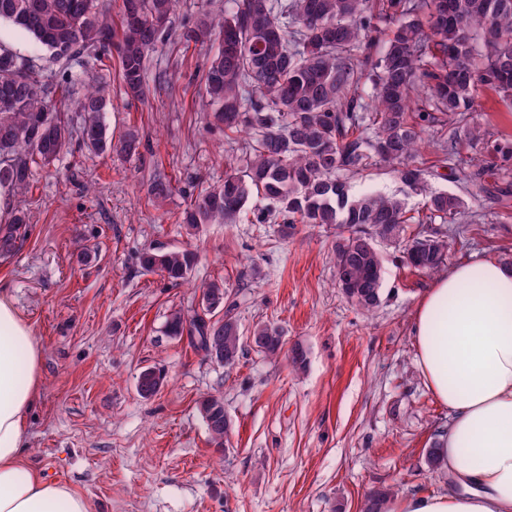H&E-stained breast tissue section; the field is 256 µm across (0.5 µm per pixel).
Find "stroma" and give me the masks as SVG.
Segmentation results:
<instances>
[{"label": "stroma", "mask_w": 512, "mask_h": 512, "mask_svg": "<svg viewBox=\"0 0 512 512\" xmlns=\"http://www.w3.org/2000/svg\"><path fill=\"white\" fill-rule=\"evenodd\" d=\"M211 41L151 54L148 92L128 97L111 72L106 123L113 137L138 130L139 157L89 153L70 140L48 166H35L21 196L0 200V223L16 205L29 222L18 247L0 257V284L43 346V384L30 415V462L70 483L95 512H361L365 497L389 489L448 491L447 472L427 462L448 427V409L417 364L412 318L431 274L404 265L379 245L381 302L360 311L336 283V229L299 224H205L180 219L192 194L220 183L234 153L222 128L208 125L201 77ZM474 120L512 140V106L482 94ZM171 181L153 199L155 174ZM355 194L403 196L379 165L350 181ZM473 218L418 230L455 240L445 264L512 261V200L470 203ZM189 248L198 255L188 283L173 286L142 269L146 251ZM222 284L243 336L233 365L166 333L173 312L193 316L203 286ZM302 346L304 369L285 352L250 342L256 326ZM164 373L160 391L140 395L142 370ZM223 398L230 430L210 439L198 407Z\"/></svg>", "instance_id": "obj_1"}]
</instances>
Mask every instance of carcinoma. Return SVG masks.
<instances>
[{"label":"carcinoma","mask_w":512,"mask_h":512,"mask_svg":"<svg viewBox=\"0 0 512 512\" xmlns=\"http://www.w3.org/2000/svg\"><path fill=\"white\" fill-rule=\"evenodd\" d=\"M216 7L218 52L202 75L215 107L213 121L243 133L240 165L220 185L200 190L183 213L191 229L201 224H235L251 196L265 207L252 223L281 218L296 224L337 229L333 245L338 286L359 309L378 306L382 266L377 243L399 248L402 261L424 272L445 262L448 241L433 235L404 240L407 224L454 222L468 204L453 193L428 191L427 172L415 164L426 128L448 122L453 137L448 155L478 149L512 165V140L494 139L474 122L480 92L492 91L512 104V0H207ZM181 0H122L115 24L108 0H0V22L51 53L58 69L47 74L37 59L0 41V187L28 186L33 165H48L63 151L72 131L94 154L139 153L140 138L129 132L118 141L105 115L110 99L106 79L89 83L78 99L77 122L61 109L78 83L74 69L92 58L117 60L125 94L146 91L147 59L167 37L157 23L168 22ZM211 24L183 27L180 42L203 43ZM387 39L378 55L374 47ZM376 162L394 173L407 191L426 198V214L408 215L404 200L350 194L348 177ZM455 179L496 202L512 198V183L488 182L483 167L459 169ZM26 214L18 210L0 227V255L12 254ZM184 249L148 251L147 271L172 285L185 283L196 264ZM202 310L187 319L171 315L167 333L186 334L205 357L232 364L241 349L234 304L224 287L202 290ZM253 345L275 355L282 331L272 325L253 330ZM163 378L151 368L138 378L141 395H155ZM199 413L211 440L224 444L230 424L224 401L203 399Z\"/></svg>","instance_id":"carcinoma-1"}]
</instances>
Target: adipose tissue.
<instances>
[{
	"label": "adipose tissue",
	"mask_w": 512,
	"mask_h": 512,
	"mask_svg": "<svg viewBox=\"0 0 512 512\" xmlns=\"http://www.w3.org/2000/svg\"><path fill=\"white\" fill-rule=\"evenodd\" d=\"M413 334L421 374L448 409L438 456L451 487L391 497L385 512H512V263L450 268L417 307ZM42 383V344L1 288L0 512H94L27 462Z\"/></svg>",
	"instance_id": "ef3b65f1"
}]
</instances>
